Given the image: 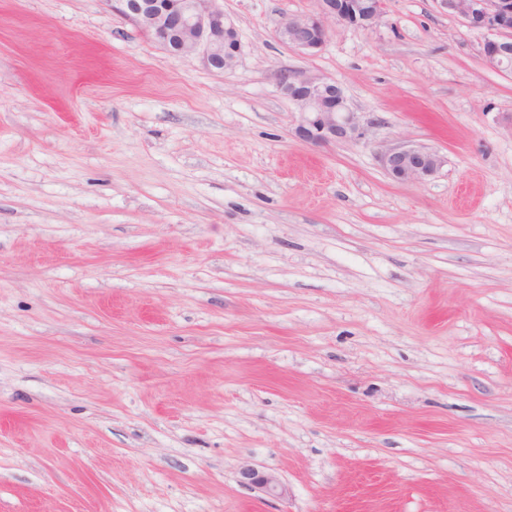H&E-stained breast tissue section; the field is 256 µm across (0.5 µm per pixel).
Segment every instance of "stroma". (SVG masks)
<instances>
[{
  "label": "stroma",
  "instance_id": "stroma-1",
  "mask_svg": "<svg viewBox=\"0 0 512 512\" xmlns=\"http://www.w3.org/2000/svg\"><path fill=\"white\" fill-rule=\"evenodd\" d=\"M316 7L224 0L213 71L0 0V512H512V71L439 0L275 37ZM281 72L367 142L301 140ZM386 173L396 181H425L444 164L437 152L418 145H399L380 153ZM240 477L241 483L268 497L281 498L286 494L285 487L272 472L260 471L252 466L244 465L240 469Z\"/></svg>",
  "mask_w": 512,
  "mask_h": 512
}]
</instances>
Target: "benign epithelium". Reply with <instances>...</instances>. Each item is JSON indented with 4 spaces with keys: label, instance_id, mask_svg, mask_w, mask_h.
I'll list each match as a JSON object with an SVG mask.
<instances>
[{
    "label": "benign epithelium",
    "instance_id": "obj_1",
    "mask_svg": "<svg viewBox=\"0 0 512 512\" xmlns=\"http://www.w3.org/2000/svg\"><path fill=\"white\" fill-rule=\"evenodd\" d=\"M117 9L169 55L197 59L207 69L230 68L241 50L238 30L224 14V0H117ZM317 8L302 16L282 19L276 37L303 53L321 50L328 41V21L368 31L384 14V0H316ZM448 13L487 32L485 61L512 69V0H441ZM280 93L301 115L298 136L312 145L366 138L367 128L348 104L336 82L312 74L283 73ZM386 173L396 181H425L444 164L437 152L418 145H399L380 153ZM241 483L272 498L285 496L278 477L244 465Z\"/></svg>",
    "mask_w": 512,
    "mask_h": 512
}]
</instances>
